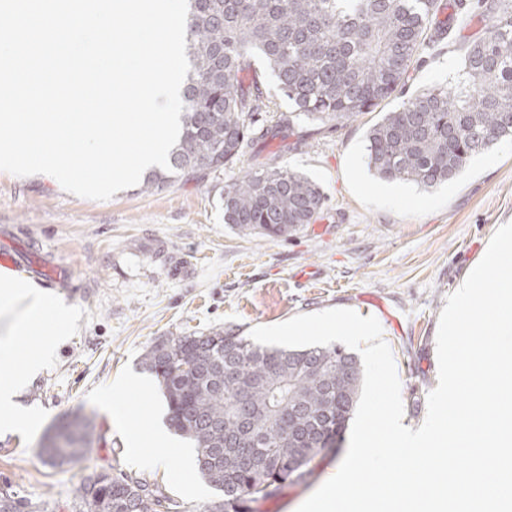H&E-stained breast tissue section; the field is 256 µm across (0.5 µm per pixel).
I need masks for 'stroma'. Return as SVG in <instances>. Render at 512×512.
Wrapping results in <instances>:
<instances>
[{
  "label": "stroma",
  "mask_w": 512,
  "mask_h": 512,
  "mask_svg": "<svg viewBox=\"0 0 512 512\" xmlns=\"http://www.w3.org/2000/svg\"><path fill=\"white\" fill-rule=\"evenodd\" d=\"M482 27L462 11L449 35L424 50L402 94L378 110L339 124H314L305 145L263 154L318 184L320 217L284 239L245 235L224 221V189L249 170L244 155L220 172H203L151 192L134 186L107 201L63 190L45 174L0 171V244L45 252L70 276L54 293L72 309L70 334L22 390L20 404L42 417L39 427L0 434V491L21 512H79L78 491L96 474L162 487L185 512H208L221 492L199 495L181 484L179 448L163 465H133L127 433L165 404L162 387L148 394L125 387L143 375L145 351L168 336L274 325L307 313L350 308L374 316L394 355L404 426L419 428L438 384L436 334L446 299L483 258L501 224L512 222V141L474 156L459 175L430 189L389 182L369 171L366 135L406 96L455 83L469 42ZM317 279L300 280L307 267ZM118 389L123 416L99 405ZM92 418L93 442L80 459L52 466L45 436L74 416ZM345 449L317 457L306 482L257 504V512H296L338 470Z\"/></svg>",
  "instance_id": "35a3bbf8"
}]
</instances>
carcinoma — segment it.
<instances>
[{
    "label": "carcinoma",
    "mask_w": 512,
    "mask_h": 512,
    "mask_svg": "<svg viewBox=\"0 0 512 512\" xmlns=\"http://www.w3.org/2000/svg\"><path fill=\"white\" fill-rule=\"evenodd\" d=\"M463 0H188L179 140L172 170L143 190L221 171L250 150L284 141L296 126L344 122L404 89L427 32L453 28ZM482 37L462 58V78L437 84L386 112L367 133L366 160L380 178L433 188L472 157L512 138V0H480ZM263 59L294 110L275 120L260 81ZM316 184L286 166L260 163L224 190V223L288 238L315 221ZM166 393L171 425L197 449L196 468L223 498L207 512L252 504L310 477L316 458L339 448L358 401L357 358L336 346H257L238 330L169 336L143 355ZM90 421L76 417L47 437L51 463L78 458ZM80 512H181L160 488L101 472L79 490Z\"/></svg>",
    "instance_id": "obj_1"
}]
</instances>
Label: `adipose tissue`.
<instances>
[{"label":"adipose tissue","instance_id":"obj_1","mask_svg":"<svg viewBox=\"0 0 512 512\" xmlns=\"http://www.w3.org/2000/svg\"><path fill=\"white\" fill-rule=\"evenodd\" d=\"M46 316L65 322L70 319L71 310L58 297L34 282L8 273L0 275V317L10 319L12 326L19 327ZM55 346V341L44 342L38 355L19 363L14 358L10 342L0 341L1 431L38 425V418L22 412L15 399L39 372L44 357L51 355Z\"/></svg>","mask_w":512,"mask_h":512}]
</instances>
